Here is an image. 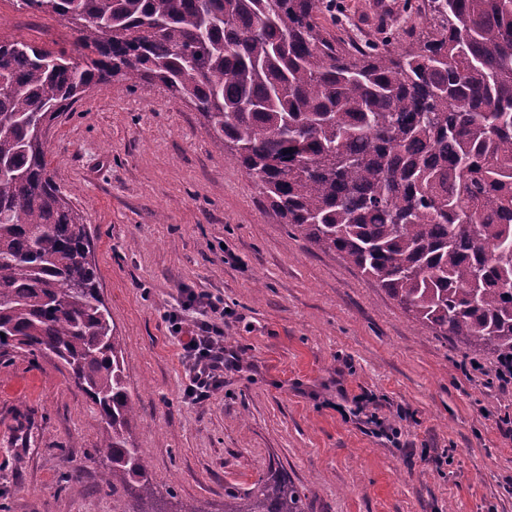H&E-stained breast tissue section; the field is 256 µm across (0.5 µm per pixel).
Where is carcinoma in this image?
<instances>
[{
	"mask_svg": "<svg viewBox=\"0 0 512 512\" xmlns=\"http://www.w3.org/2000/svg\"><path fill=\"white\" fill-rule=\"evenodd\" d=\"M74 48L0 38V365L52 354L98 407L124 512H161L123 351L47 132L93 86L191 101L303 238L355 265L423 327L512 353V0H428L395 51L321 34L324 0H15ZM224 512H308L271 472Z\"/></svg>",
	"mask_w": 512,
	"mask_h": 512,
	"instance_id": "cac0c4a2",
	"label": "carcinoma"
}]
</instances>
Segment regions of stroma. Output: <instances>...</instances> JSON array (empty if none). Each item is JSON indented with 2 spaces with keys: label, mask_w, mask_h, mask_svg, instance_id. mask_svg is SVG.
Returning a JSON list of instances; mask_svg holds the SVG:
<instances>
[{
  "label": "stroma",
  "mask_w": 512,
  "mask_h": 512,
  "mask_svg": "<svg viewBox=\"0 0 512 512\" xmlns=\"http://www.w3.org/2000/svg\"><path fill=\"white\" fill-rule=\"evenodd\" d=\"M329 0L317 23L396 50L424 0ZM0 36L72 42L67 27L0 0ZM49 168L82 216L137 416L127 436L165 512H224L278 469L309 512H512V387L498 359L415 324L354 265L270 209L201 115L157 84H101L54 122ZM227 308L224 386L183 395L164 315L186 293ZM479 363L481 373L470 371ZM97 407L47 354L0 368V505L122 512L106 488ZM79 471L68 488L64 467Z\"/></svg>",
  "instance_id": "1"
}]
</instances>
